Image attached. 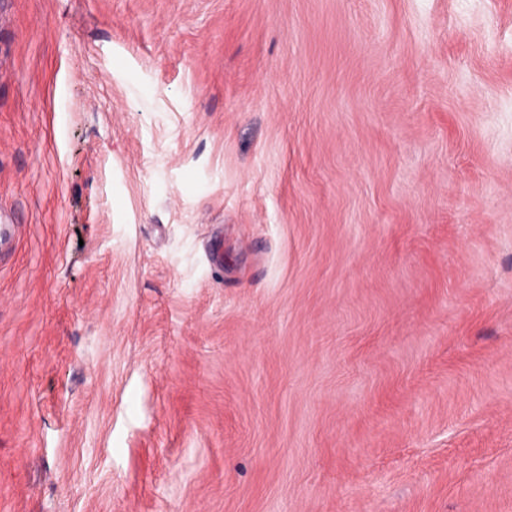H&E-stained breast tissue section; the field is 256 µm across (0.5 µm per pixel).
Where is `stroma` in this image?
<instances>
[{
    "mask_svg": "<svg viewBox=\"0 0 512 512\" xmlns=\"http://www.w3.org/2000/svg\"><path fill=\"white\" fill-rule=\"evenodd\" d=\"M0 512H512V0H0Z\"/></svg>",
    "mask_w": 512,
    "mask_h": 512,
    "instance_id": "obj_1",
    "label": "stroma"
}]
</instances>
